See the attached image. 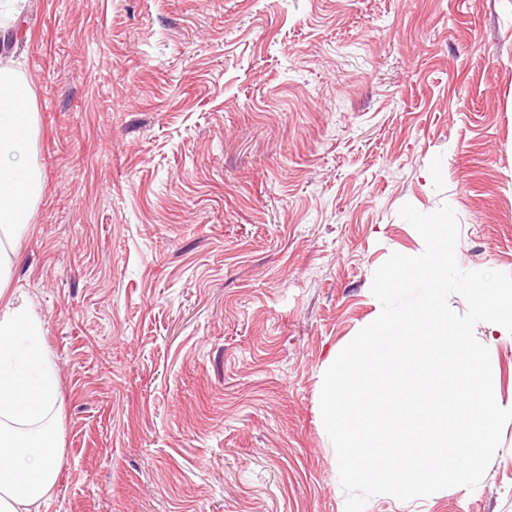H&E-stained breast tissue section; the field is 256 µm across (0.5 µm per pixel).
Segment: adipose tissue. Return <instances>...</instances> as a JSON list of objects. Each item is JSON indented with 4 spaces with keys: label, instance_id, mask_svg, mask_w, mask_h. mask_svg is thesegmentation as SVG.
Here are the masks:
<instances>
[{
    "label": "adipose tissue",
    "instance_id": "adipose-tissue-1",
    "mask_svg": "<svg viewBox=\"0 0 512 512\" xmlns=\"http://www.w3.org/2000/svg\"><path fill=\"white\" fill-rule=\"evenodd\" d=\"M38 119L21 73L0 65V512H38L59 475L56 365L41 316L11 286L17 242L42 195L30 158Z\"/></svg>",
    "mask_w": 512,
    "mask_h": 512
}]
</instances>
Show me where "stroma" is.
<instances>
[{
	"label": "stroma",
	"instance_id": "1",
	"mask_svg": "<svg viewBox=\"0 0 512 512\" xmlns=\"http://www.w3.org/2000/svg\"><path fill=\"white\" fill-rule=\"evenodd\" d=\"M43 190L12 285L58 370L41 512H345L322 371L449 204L512 273V0H29ZM365 512H512L475 489Z\"/></svg>",
	"mask_w": 512,
	"mask_h": 512
}]
</instances>
